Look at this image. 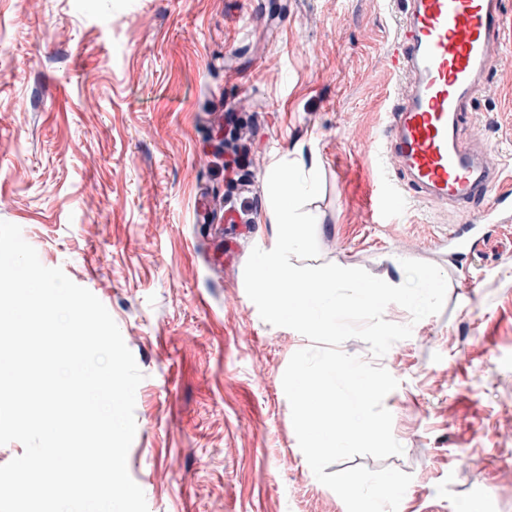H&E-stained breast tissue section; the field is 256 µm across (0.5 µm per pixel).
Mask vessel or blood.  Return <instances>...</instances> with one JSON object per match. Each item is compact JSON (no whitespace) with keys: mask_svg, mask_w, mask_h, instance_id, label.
Here are the masks:
<instances>
[{"mask_svg":"<svg viewBox=\"0 0 512 512\" xmlns=\"http://www.w3.org/2000/svg\"><path fill=\"white\" fill-rule=\"evenodd\" d=\"M506 23L503 0H406L400 34L387 52L406 91L384 140L412 189L461 207L484 203L475 224L449 234L463 255L479 225L512 209L502 166L460 138L466 107L504 50Z\"/></svg>","mask_w":512,"mask_h":512,"instance_id":"b4317fda","label":"vessel or blood"}]
</instances>
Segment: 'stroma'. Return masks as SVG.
I'll return each mask as SVG.
<instances>
[{
  "instance_id": "stroma-1",
  "label": "stroma",
  "mask_w": 512,
  "mask_h": 512,
  "mask_svg": "<svg viewBox=\"0 0 512 512\" xmlns=\"http://www.w3.org/2000/svg\"><path fill=\"white\" fill-rule=\"evenodd\" d=\"M404 0H0V221L117 323L144 375L127 456L148 512H346L317 481L282 377L309 339L248 298L272 249L267 180L319 171L318 264L402 284L437 265L443 310L382 358L402 454L328 465L411 474L398 512H512V212L460 258L476 208L416 198L381 143ZM463 135L512 166V49ZM389 182L378 221L366 192Z\"/></svg>"
}]
</instances>
